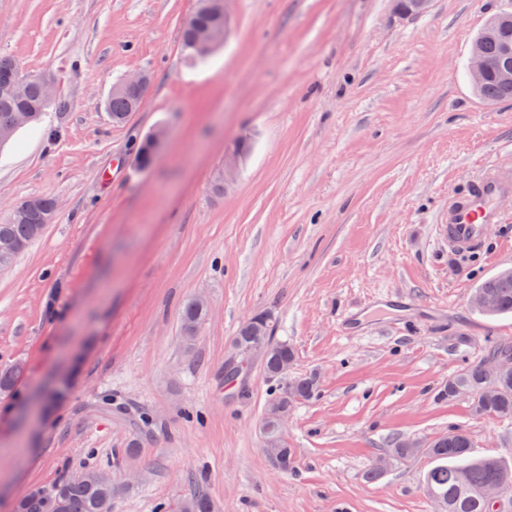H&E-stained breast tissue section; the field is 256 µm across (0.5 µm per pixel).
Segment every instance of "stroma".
<instances>
[{
  "mask_svg": "<svg viewBox=\"0 0 512 512\" xmlns=\"http://www.w3.org/2000/svg\"><path fill=\"white\" fill-rule=\"evenodd\" d=\"M195 0H0V56L56 77L62 110L0 149V214L55 199L43 237L0 269V512L86 469L117 486L112 512L176 507L199 491L219 512H435L423 448L464 429L476 456L512 458V420L474 417L450 376L512 316L473 312L475 286L512 270V196L471 257L436 235L479 176L512 169V100L474 89L475 37L512 0H227L224 45L187 64ZM149 77L113 124L106 99ZM167 137L150 167L143 137ZM249 149L215 192L224 153ZM210 311L192 342L181 306ZM270 313L319 377L283 433L276 471L260 426L282 391L258 359L224 364L240 324ZM63 381L53 406L41 387ZM421 453L376 471L394 441ZM149 82L146 74L139 73L126 76L116 86L112 88V94L120 91H128L136 89L139 91V97L135 104V112L138 111L144 101L145 91ZM136 96L135 92L128 91L120 95L112 96L109 106V112L112 115V121L121 123L126 120L130 112H134L133 101ZM166 131L162 127L155 128L148 136L147 139L153 144L155 152L165 139ZM145 139L137 151L136 157L141 167H147L151 164L153 159V147L149 141Z\"/></svg>",
  "mask_w": 512,
  "mask_h": 512,
  "instance_id": "stroma-1",
  "label": "stroma"
}]
</instances>
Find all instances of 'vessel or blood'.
<instances>
[{
    "instance_id": "1",
    "label": "vessel or blood",
    "mask_w": 512,
    "mask_h": 512,
    "mask_svg": "<svg viewBox=\"0 0 512 512\" xmlns=\"http://www.w3.org/2000/svg\"><path fill=\"white\" fill-rule=\"evenodd\" d=\"M512 194V169H495L474 182L469 191L448 208L443 233L449 250L464 256L481 249L484 227L498 219L495 202Z\"/></svg>"
}]
</instances>
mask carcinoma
<instances>
[{
    "mask_svg": "<svg viewBox=\"0 0 512 512\" xmlns=\"http://www.w3.org/2000/svg\"><path fill=\"white\" fill-rule=\"evenodd\" d=\"M22 78L17 65H0V129L15 128L19 114L31 111V122L43 117L38 108L43 103L42 88L37 79H26L22 96L6 92ZM479 93L489 101L512 98L495 76L485 79ZM136 93L125 92L112 97L109 112L112 121L121 123L133 111ZM44 207L28 210L25 202L15 205L0 217V243H19L25 246L40 238L48 220V210L52 200L43 199ZM474 295L483 296L489 301V308H477L485 316H500L512 313V272L507 271L482 282ZM205 307L192 298L181 311L183 338L190 341L205 319ZM255 343L269 344V353L263 362L268 377L283 379L282 365L293 363L294 349L284 342H276L271 336V319L262 314L248 318L233 336L232 344L240 352ZM495 354L512 355V342L499 341L491 346L484 357L463 372L448 378V384L438 391V399L451 400L457 389L465 388L472 392L471 411L481 418L512 419V375L501 378L497 388L485 392L486 359ZM319 389V379L310 374L289 380L282 393L273 401L288 399L290 406L307 402L314 398ZM469 434L461 429L450 430L440 436V440L429 444L426 451L434 465L424 477V491L436 506V512H488L482 498V490L490 485H505L512 489V462L501 457L475 458L471 455ZM47 492L60 498L64 512H108L106 505L112 503V487L102 471L91 469L82 482H71L63 477L55 482ZM184 505L190 512H214L213 502L204 494L189 497Z\"/></svg>",
    "mask_w": 512,
    "mask_h": 512,
    "instance_id": "cac0c4a2",
    "label": "carcinoma"
}]
</instances>
